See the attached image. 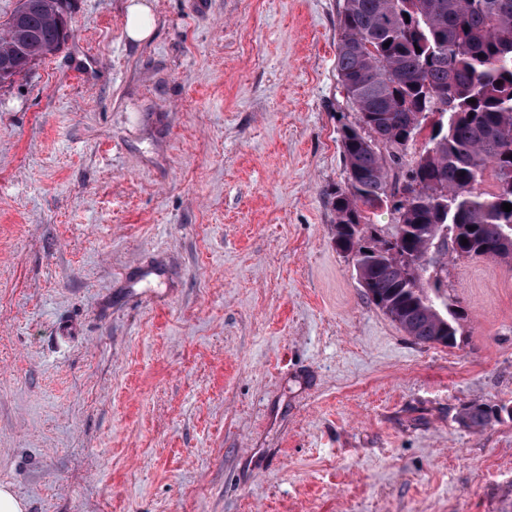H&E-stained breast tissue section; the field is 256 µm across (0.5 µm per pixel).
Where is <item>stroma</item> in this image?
I'll list each match as a JSON object with an SVG mask.
<instances>
[{"label": "stroma", "mask_w": 512, "mask_h": 512, "mask_svg": "<svg viewBox=\"0 0 512 512\" xmlns=\"http://www.w3.org/2000/svg\"><path fill=\"white\" fill-rule=\"evenodd\" d=\"M72 0L0 83V483L28 512H512V261L415 343L334 243L343 0ZM146 0H128L126 4L125 33L133 44L148 40L153 34L151 7ZM499 411L474 405L464 408L458 415V423L472 430H477L488 425L493 419L498 418Z\"/></svg>", "instance_id": "1"}]
</instances>
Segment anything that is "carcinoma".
Here are the masks:
<instances>
[{"instance_id": "cac0c4a2", "label": "carcinoma", "mask_w": 512, "mask_h": 512, "mask_svg": "<svg viewBox=\"0 0 512 512\" xmlns=\"http://www.w3.org/2000/svg\"><path fill=\"white\" fill-rule=\"evenodd\" d=\"M0 34V63L26 74L71 36L59 0H21ZM336 71L356 114L340 132L345 180L332 194L336 248L354 261L367 300L416 343L457 344L461 312L433 276L442 252L512 257V0H343ZM476 103H471V100ZM431 122L419 155L406 160ZM496 190H482L487 175ZM393 203L378 235L365 212ZM468 240L462 244V240ZM499 412L463 409L472 430Z\"/></svg>"}]
</instances>
